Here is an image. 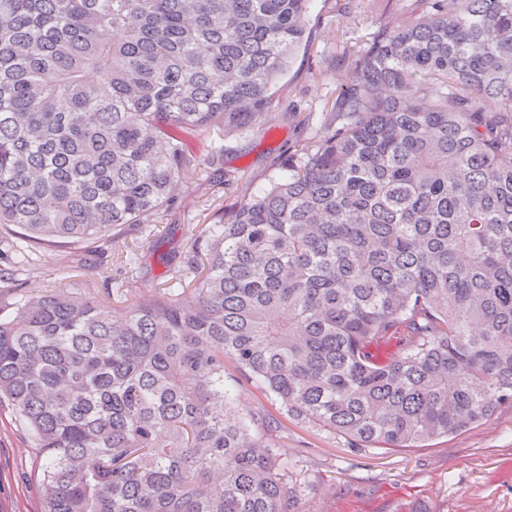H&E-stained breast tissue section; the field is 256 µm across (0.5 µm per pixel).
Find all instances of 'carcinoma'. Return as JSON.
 <instances>
[{"instance_id": "cac0c4a2", "label": "carcinoma", "mask_w": 512, "mask_h": 512, "mask_svg": "<svg viewBox=\"0 0 512 512\" xmlns=\"http://www.w3.org/2000/svg\"><path fill=\"white\" fill-rule=\"evenodd\" d=\"M311 0H0V408L41 449V512H297L285 417L418 448L512 404V0H413L356 54L345 123L163 258L93 288L156 223L185 137L272 120ZM73 244L82 288L8 301ZM232 378L235 379V381L232 380ZM232 378H229V380L234 391H236V393L239 395V398L246 405L257 406L261 404L269 412L278 415V406L274 402H271L270 400H267L266 398L261 396L251 383L246 382L244 379L240 377L239 379L234 377Z\"/></svg>"}]
</instances>
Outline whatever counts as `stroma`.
<instances>
[{"mask_svg": "<svg viewBox=\"0 0 512 512\" xmlns=\"http://www.w3.org/2000/svg\"><path fill=\"white\" fill-rule=\"evenodd\" d=\"M402 0H312L310 39L297 51L275 86V117L224 135L191 139L193 160L185 179L197 185L194 202L174 203L152 231L133 226L126 241L137 263L113 267L111 283L129 294L149 292L164 277L162 256L180 253L193 225L218 222L221 211L239 200L242 185L268 187L299 149L326 130L341 126L335 110L340 89L321 73L347 69L343 44L362 50ZM71 249L43 246L36 269L13 291L14 297L56 285L75 288ZM281 432L287 450L283 465L293 480L298 512H512V407L499 408L470 429L420 448L351 447L343 437L289 419ZM44 458L15 422L0 409V512H41L35 482Z\"/></svg>", "mask_w": 512, "mask_h": 512, "instance_id": "obj_1", "label": "stroma"}]
</instances>
